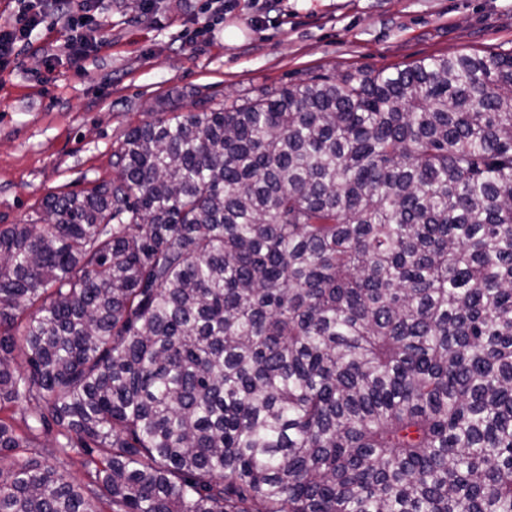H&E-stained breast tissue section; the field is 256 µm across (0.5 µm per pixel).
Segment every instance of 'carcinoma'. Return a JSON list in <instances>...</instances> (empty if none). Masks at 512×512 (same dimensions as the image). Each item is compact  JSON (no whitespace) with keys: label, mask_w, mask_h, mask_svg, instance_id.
<instances>
[{"label":"carcinoma","mask_w":512,"mask_h":512,"mask_svg":"<svg viewBox=\"0 0 512 512\" xmlns=\"http://www.w3.org/2000/svg\"><path fill=\"white\" fill-rule=\"evenodd\" d=\"M112 167L0 226V512H512L511 51L169 112Z\"/></svg>","instance_id":"1"}]
</instances>
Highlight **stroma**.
Masks as SVG:
<instances>
[{
  "instance_id": "1",
  "label": "stroma",
  "mask_w": 512,
  "mask_h": 512,
  "mask_svg": "<svg viewBox=\"0 0 512 512\" xmlns=\"http://www.w3.org/2000/svg\"><path fill=\"white\" fill-rule=\"evenodd\" d=\"M101 0L103 45L45 76L54 18L0 70V225L37 219L51 193L115 174L125 132L163 112L244 102L313 76L377 73L427 56L512 51V0Z\"/></svg>"
}]
</instances>
